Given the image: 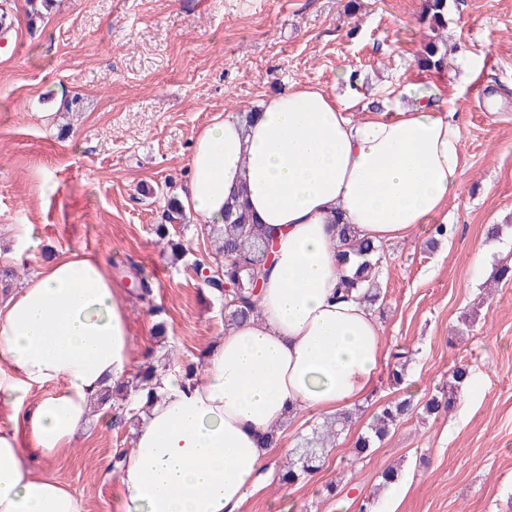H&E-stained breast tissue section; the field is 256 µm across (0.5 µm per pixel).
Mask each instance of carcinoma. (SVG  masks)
<instances>
[{
    "mask_svg": "<svg viewBox=\"0 0 512 512\" xmlns=\"http://www.w3.org/2000/svg\"><path fill=\"white\" fill-rule=\"evenodd\" d=\"M420 20L426 24L432 37L423 43L418 52V67L423 72L443 74L448 70V44L441 33L448 27V0H424ZM164 223L157 225L156 234L164 244V252L173 261L185 256L187 249L181 237L177 235L176 225L186 223V213L177 196L169 194L164 197ZM338 236L342 244L360 257V261L350 274L343 276V295L351 296L360 291L363 298L376 302L381 297L378 288V272L382 258L383 246L356 238L350 224L338 225ZM207 231L214 232L216 255L223 258L217 263V269L208 277H203L206 286L219 298L224 300L225 318L233 322H244L255 313L256 296L260 281L266 276L268 252L265 241L274 233V228L254 220L248 208L244 194H237L234 202L224 212V223L211 224ZM137 298L156 313L161 307L154 303L151 284L139 275ZM144 362L137 367L132 378L113 386L111 393L100 398L105 403L112 399V394L120 395V401L113 403L117 417L124 421L135 420L140 409L127 401L130 393L145 391L153 394L155 381L170 370L183 383H191L201 375L202 362H183L174 357L171 350L157 356L150 350L143 355ZM465 368L452 371V383L449 390L432 396L422 405L424 414L432 417L443 410H448L454 403V389L467 379ZM411 400L399 398L385 405L376 415L371 433L361 435L355 442L354 452L358 455L367 453L374 441L383 440L392 426L402 420L410 411ZM352 420V412L345 411L341 416L326 419L313 428V439L302 449L298 458L289 459L280 467L279 480L286 484L295 483L304 474H313L322 466V450L330 444L344 425Z\"/></svg>",
    "mask_w": 512,
    "mask_h": 512,
    "instance_id": "carcinoma-1",
    "label": "carcinoma"
}]
</instances>
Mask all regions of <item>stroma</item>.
I'll return each mask as SVG.
<instances>
[{"mask_svg": "<svg viewBox=\"0 0 512 512\" xmlns=\"http://www.w3.org/2000/svg\"><path fill=\"white\" fill-rule=\"evenodd\" d=\"M52 0L42 17L28 0H0V265L35 274L45 252L81 248L99 257L125 303L134 362L154 347L156 321L194 361L224 334V305L192 263L214 266L211 239L187 222L189 253L170 263L156 233L157 186L180 188L197 134L215 116L240 113L294 85L322 87L353 115L411 104V88L456 95L464 129L465 191L448 204L449 237L426 234L384 247L382 298L372 312L385 348L376 386L317 473L295 484L278 471L323 417L282 426L257 489L241 512H512V282L493 271L512 256V0H448V71H420L423 0ZM497 236H488L491 225ZM25 233L30 249L12 245ZM484 264L476 266L474 241ZM140 267L161 316L132 289ZM409 346L403 388L388 377L394 348ZM467 367L453 409L412 415L354 456L379 407L397 396L421 403ZM109 406L92 409L68 457L35 462L58 474L91 512H124L116 452L133 429ZM399 469L403 492L388 501L379 475ZM338 493H325L328 484Z\"/></svg>", "mask_w": 512, "mask_h": 512, "instance_id": "1", "label": "stroma"}]
</instances>
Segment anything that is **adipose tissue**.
<instances>
[{"label":"adipose tissue","mask_w":512,"mask_h":512,"mask_svg":"<svg viewBox=\"0 0 512 512\" xmlns=\"http://www.w3.org/2000/svg\"><path fill=\"white\" fill-rule=\"evenodd\" d=\"M456 103L354 118L323 89L265 100L250 125L225 113L196 138L180 200L220 224L245 191L277 227L253 317L227 323L197 382L161 376L123 464L125 512H240L271 454L261 439L303 411L336 413L371 389L383 329L340 301L336 221L376 243L436 223L464 191ZM0 512H90L38 461L64 458L91 404L127 378L131 336L105 264L79 249L45 262L0 299Z\"/></svg>","instance_id":"ef3b65f1"}]
</instances>
